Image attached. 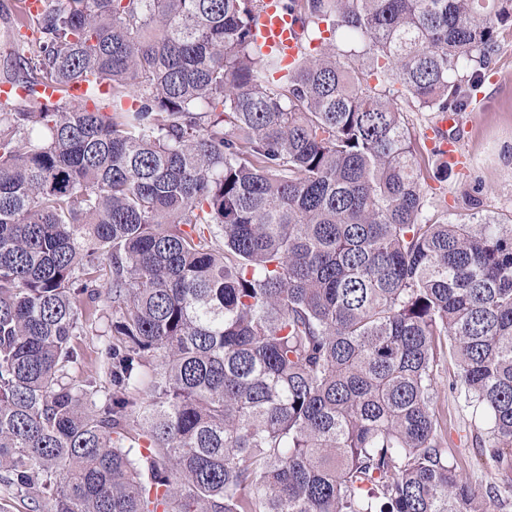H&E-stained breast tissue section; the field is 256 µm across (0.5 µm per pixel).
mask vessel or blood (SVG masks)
I'll list each match as a JSON object with an SVG mask.
<instances>
[{"label": "vessel or blood", "instance_id": "b4317fda", "mask_svg": "<svg viewBox=\"0 0 512 512\" xmlns=\"http://www.w3.org/2000/svg\"><path fill=\"white\" fill-rule=\"evenodd\" d=\"M253 33L266 53L276 55L285 62H293L299 51L300 27L286 6L285 0H263L262 8L253 23ZM459 123L458 113H441L438 126L449 134L444 145L450 157L459 159L463 153L453 128Z\"/></svg>", "mask_w": 512, "mask_h": 512}]
</instances>
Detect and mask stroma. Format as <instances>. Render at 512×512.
<instances>
[{
  "instance_id": "1",
  "label": "stroma",
  "mask_w": 512,
  "mask_h": 512,
  "mask_svg": "<svg viewBox=\"0 0 512 512\" xmlns=\"http://www.w3.org/2000/svg\"><path fill=\"white\" fill-rule=\"evenodd\" d=\"M492 69L498 73V81L483 83L478 99L472 100L459 115L460 137L469 164L449 178L434 199V211H447L449 220L460 224L475 222L479 217L499 224L512 222V30L504 32ZM477 181L482 184V192L473 202L467 191ZM111 316L110 300L101 299L96 323L81 339L87 373L102 371L99 350L110 332ZM455 373L454 365L440 360V381L446 390L436 408L447 419L448 450L463 462L473 485L484 487L501 483L502 474L482 456L475 442L482 422L464 407L463 396L453 385Z\"/></svg>"
}]
</instances>
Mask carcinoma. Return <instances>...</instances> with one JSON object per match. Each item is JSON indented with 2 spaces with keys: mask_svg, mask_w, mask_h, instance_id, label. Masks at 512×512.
I'll use <instances>...</instances> for the list:
<instances>
[{
  "mask_svg": "<svg viewBox=\"0 0 512 512\" xmlns=\"http://www.w3.org/2000/svg\"><path fill=\"white\" fill-rule=\"evenodd\" d=\"M44 0L0 104V486L28 512H503L448 457L438 361L512 470V225L429 213L512 0ZM112 295L107 385L79 338ZM148 399L142 398L143 392ZM253 33L263 49L291 63L299 51V24L288 12L285 0H263L253 23Z\"/></svg>",
  "mask_w": 512,
  "mask_h": 512,
  "instance_id": "cac0c4a2",
  "label": "carcinoma"
}]
</instances>
